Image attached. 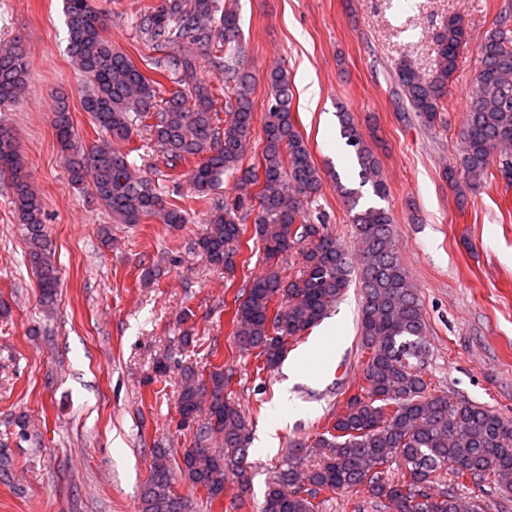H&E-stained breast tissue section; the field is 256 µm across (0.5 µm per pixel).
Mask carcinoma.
<instances>
[{
	"instance_id": "carcinoma-1",
	"label": "carcinoma",
	"mask_w": 512,
	"mask_h": 512,
	"mask_svg": "<svg viewBox=\"0 0 512 512\" xmlns=\"http://www.w3.org/2000/svg\"><path fill=\"white\" fill-rule=\"evenodd\" d=\"M69 50L90 83L84 111L105 133L100 142L78 144L65 103L53 112L56 140L71 182L89 183L94 196L121 224L146 217L170 226L185 224L188 213L168 202L152 182L132 175L127 155L114 143L131 142L142 128L161 147L164 164L174 170L194 161L190 179L214 224L199 242L210 262L231 273L249 212L262 242L266 274L234 297L233 336L244 352L255 353L256 375L271 372L286 352L287 340L316 326L358 280L359 335L366 354L364 384L345 410L324 428L315 444L325 449L311 464L305 442L293 440L283 468L269 484L262 512H320L328 495L367 488L382 512H460L455 496L438 489L444 470L454 482L489 481L512 495V419L485 406L455 402L430 392L425 378L427 326L420 299L402 266L394 239V217L371 204L359 205L362 188L383 199L388 193L380 159L349 113H339L341 136L354 154L360 188L338 187L352 211L361 243L358 266L342 244L315 223L309 205L323 183L308 143L296 126L284 70L268 73L264 104V147L259 169L241 167L256 110L252 77L238 40L239 19L219 0H158L140 10L136 27L150 52L154 70L175 88L165 93L128 56L103 37L107 16L94 0H64ZM221 35L224 56L215 57L224 83V116L214 92L194 81L195 62L185 44H213ZM437 66L425 78L409 62L396 68L401 107L432 128L442 121V99L456 78L459 51L467 31L458 16L436 33ZM479 78L472 81L462 131L461 168L475 186L495 168L512 186V18L503 15L477 49ZM25 50L16 43L0 49V110L15 105L27 83ZM228 172L237 174L233 202L209 196ZM0 177L12 188V204L26 230L29 260L38 272L41 297L52 298L60 281L47 251L41 197L32 188L23 151L13 130L0 124ZM302 247L299 273L283 278L278 261ZM233 374L208 361L182 374L177 404L180 427L196 425L194 447L182 455L179 472L215 502L230 478L245 485L249 418L226 394ZM402 478L389 477L391 466ZM169 452L156 451L151 476L141 495V512H191L172 490Z\"/></svg>"
}]
</instances>
